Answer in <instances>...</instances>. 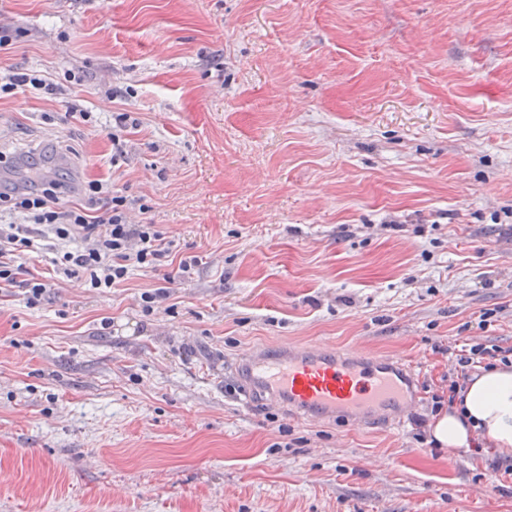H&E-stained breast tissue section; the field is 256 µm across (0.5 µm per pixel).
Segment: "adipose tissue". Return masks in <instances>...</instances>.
<instances>
[{"label":"adipose tissue","mask_w":512,"mask_h":512,"mask_svg":"<svg viewBox=\"0 0 512 512\" xmlns=\"http://www.w3.org/2000/svg\"><path fill=\"white\" fill-rule=\"evenodd\" d=\"M429 427L449 459L478 451L512 459V366L473 372L455 402Z\"/></svg>","instance_id":"1"}]
</instances>
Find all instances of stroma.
<instances>
[{"instance_id": "obj_1", "label": "stroma", "mask_w": 512, "mask_h": 512, "mask_svg": "<svg viewBox=\"0 0 512 512\" xmlns=\"http://www.w3.org/2000/svg\"><path fill=\"white\" fill-rule=\"evenodd\" d=\"M1 20L21 35L0 71L64 92L0 98V182L55 161L63 200L111 182L174 247L93 289L41 245V302L0 287V512H512V475L428 428L451 349L512 346V0H0ZM120 112L141 124L116 162ZM300 341L410 365L419 398L387 428L243 408L237 358Z\"/></svg>"}]
</instances>
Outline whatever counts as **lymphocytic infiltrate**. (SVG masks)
<instances>
[{"mask_svg":"<svg viewBox=\"0 0 512 512\" xmlns=\"http://www.w3.org/2000/svg\"><path fill=\"white\" fill-rule=\"evenodd\" d=\"M83 203L63 204L58 186L28 182L0 190L18 221L0 224V284H13L24 252L34 249L40 229L57 241L54 263L67 275L82 276L94 289L113 288L135 268L158 270L169 258L173 244L155 224H133L127 219L130 199L110 183L93 179L82 187ZM80 248H70L73 235Z\"/></svg>","mask_w":512,"mask_h":512,"instance_id":"1","label":"lymphocytic infiltrate"}]
</instances>
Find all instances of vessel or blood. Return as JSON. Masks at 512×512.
<instances>
[{"instance_id":"obj_1","label":"vessel or blood","mask_w":512,"mask_h":512,"mask_svg":"<svg viewBox=\"0 0 512 512\" xmlns=\"http://www.w3.org/2000/svg\"><path fill=\"white\" fill-rule=\"evenodd\" d=\"M231 377L243 403L262 397L321 422L345 415L374 427L388 426L415 399L414 374L403 364L327 344L243 354Z\"/></svg>"}]
</instances>
